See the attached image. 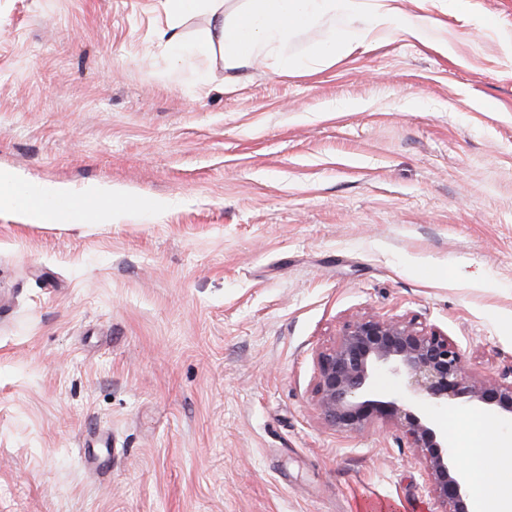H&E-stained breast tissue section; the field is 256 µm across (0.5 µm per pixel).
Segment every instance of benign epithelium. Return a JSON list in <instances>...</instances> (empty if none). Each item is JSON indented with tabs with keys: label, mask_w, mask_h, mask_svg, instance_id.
Segmentation results:
<instances>
[{
	"label": "benign epithelium",
	"mask_w": 512,
	"mask_h": 512,
	"mask_svg": "<svg viewBox=\"0 0 512 512\" xmlns=\"http://www.w3.org/2000/svg\"><path fill=\"white\" fill-rule=\"evenodd\" d=\"M314 396L322 419L340 432H358L376 419L400 424L425 462L442 512H469L463 466L452 460L448 434L415 412L420 403L473 405L495 421L512 422V365L490 380L473 378L447 335L413 319L361 316L347 321L316 357ZM406 380L407 398L384 391L383 375Z\"/></svg>",
	"instance_id": "benign-epithelium-1"
}]
</instances>
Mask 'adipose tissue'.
Instances as JSON below:
<instances>
[{
  "mask_svg": "<svg viewBox=\"0 0 512 512\" xmlns=\"http://www.w3.org/2000/svg\"><path fill=\"white\" fill-rule=\"evenodd\" d=\"M171 23L160 48L175 62L219 51L228 66L258 56L271 48L287 49L301 27L329 13L357 15L358 0H249L246 10L227 18L224 0H164ZM204 14L206 27L197 39L185 41L179 31L181 18ZM494 428L484 416L468 421L458 441L459 454L475 497L478 512H512V444L493 439Z\"/></svg>",
  "mask_w": 512,
  "mask_h": 512,
  "instance_id": "adipose-tissue-1",
  "label": "adipose tissue"
}]
</instances>
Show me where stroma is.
<instances>
[{"label":"stroma","instance_id":"1","mask_svg":"<svg viewBox=\"0 0 512 512\" xmlns=\"http://www.w3.org/2000/svg\"><path fill=\"white\" fill-rule=\"evenodd\" d=\"M395 6L287 71L171 62L161 0H0V172L138 201L0 208V512H441L395 423L323 421L316 355L374 315L512 365V0Z\"/></svg>","mask_w":512,"mask_h":512}]
</instances>
